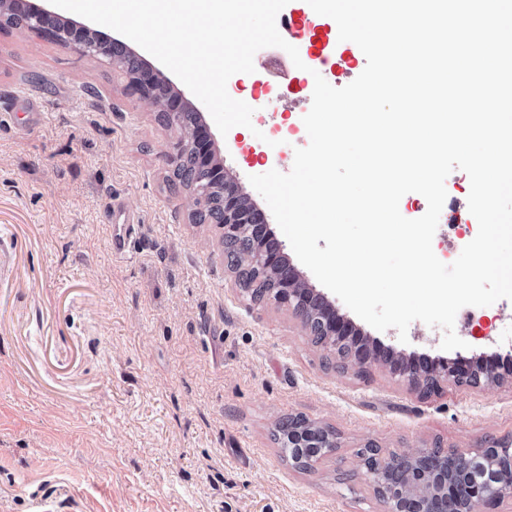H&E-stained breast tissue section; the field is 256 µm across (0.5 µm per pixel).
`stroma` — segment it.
<instances>
[{
	"label": "stroma",
	"instance_id": "stroma-1",
	"mask_svg": "<svg viewBox=\"0 0 512 512\" xmlns=\"http://www.w3.org/2000/svg\"><path fill=\"white\" fill-rule=\"evenodd\" d=\"M227 85L248 102L266 83L275 116L253 130L210 127L224 171L253 201L249 176L289 172L294 140L261 141L294 110L307 80L279 48ZM115 63L23 26L0 29V512H382L357 452L471 451L512 437V380L421 393L380 363L325 364L292 308L244 292L223 230L194 223L190 192L164 152L176 130ZM118 197L141 222L112 247L105 210ZM512 350V316L467 306ZM406 354L441 353L416 321ZM300 416L338 448L305 469L275 438Z\"/></svg>",
	"mask_w": 512,
	"mask_h": 512
}]
</instances>
